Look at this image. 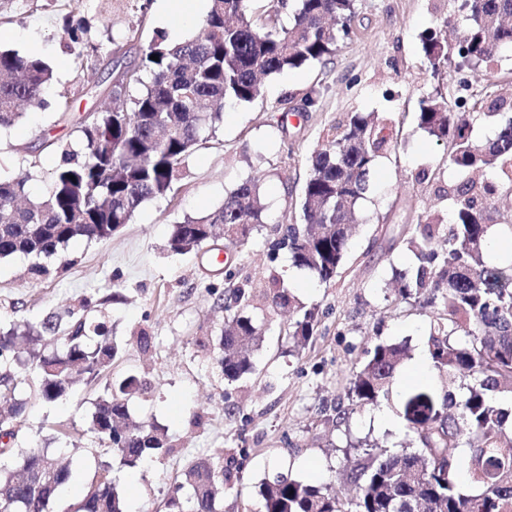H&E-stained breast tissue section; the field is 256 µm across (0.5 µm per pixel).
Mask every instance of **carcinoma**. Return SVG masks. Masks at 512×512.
<instances>
[{
	"label": "carcinoma",
	"mask_w": 512,
	"mask_h": 512,
	"mask_svg": "<svg viewBox=\"0 0 512 512\" xmlns=\"http://www.w3.org/2000/svg\"><path fill=\"white\" fill-rule=\"evenodd\" d=\"M249 2L210 0L200 34L184 43L154 36L140 50L130 76L116 83L110 105L80 118L79 139L62 149L45 195L28 196L31 170L39 165L35 158L25 172L0 178V260L48 258L77 239L111 238L112 228L130 223L143 203L173 191L189 157L222 120L225 104L259 98L265 76L326 61L352 33L353 0H297L287 29L255 23ZM454 2L463 34L450 42L447 31L429 30L423 53L435 74L456 64L464 84L467 71L512 48V0ZM87 32L81 19L64 29L75 48L86 47ZM53 79L44 60L0 49V128L19 122L25 107L47 106ZM457 107L442 95L420 101L418 127L448 144L457 180L448 183V216L434 213L409 225L405 243L416 262L398 290L400 300L431 307L442 302L428 339L438 383L391 394L406 349L378 343L352 373L348 405L337 412L343 420L391 399L415 447L396 453L362 449L351 464L336 470V477L354 489L345 500L328 481L312 484L280 473L262 484L261 512H512V454L502 452L512 448V406L505 405L512 400V263L487 262L491 235L512 249V224L491 223L498 200L512 193V119L480 145L469 136L470 123L456 119ZM502 107L512 110V98L474 95L468 117L483 120ZM390 124L385 115L352 112L336 122L312 158L301 193L303 223L287 225L282 241L293 263L322 284L330 283L343 263ZM263 212L257 185L245 182L211 213L173 225L169 248L179 254L198 251L216 234L242 241L263 223ZM253 300L252 289L241 287L224 298V310L237 311L220 334L219 364L229 383L254 370L243 351L257 343L260 326L238 315ZM272 301L293 310L288 336L305 346L318 324L317 307L296 301L285 289L274 291ZM92 312V302L85 300L65 317L53 312L38 323L0 329V399L8 404L0 434L9 437L0 443V512H57L71 476L65 451L24 448L4 421L25 411L23 388L55 402L78 379H96L122 357L121 345ZM59 329L64 333L60 346L44 352L42 341ZM145 390L133 374L112 381L91 416L99 444L128 468L173 451L162 425L130 418L128 402ZM462 447L470 448L465 469L471 492L459 481ZM233 467L235 460L224 459L222 452L186 461L168 488L167 512H218V488L231 484ZM99 469L77 512H128L110 478L112 464Z\"/></svg>",
	"instance_id": "1"
}]
</instances>
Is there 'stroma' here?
I'll return each mask as SVG.
<instances>
[{
  "instance_id": "35a3bbf8",
  "label": "stroma",
  "mask_w": 512,
  "mask_h": 512,
  "mask_svg": "<svg viewBox=\"0 0 512 512\" xmlns=\"http://www.w3.org/2000/svg\"><path fill=\"white\" fill-rule=\"evenodd\" d=\"M355 7L352 34L331 60L269 76L258 99L226 105L173 191L143 204L111 239L71 242L60 253L70 265L59 274L33 275L31 258L22 255L0 261V326L37 322L50 311L91 300L124 348L111 376L132 373L147 383V394L130 400V414L164 426L175 451L139 468L113 465L112 479L129 512H165L167 487L184 461L219 450L248 451L231 489L219 498L221 512H260V486L277 470L291 468L294 478L310 483L333 479L336 494L345 498L349 485L333 475L355 458L356 447L399 451L411 445L400 421L379 420L375 409L336 424L327 410L345 403L352 371L382 342L405 345L409 352L393 391L436 380L433 371L419 372L415 360L434 310L397 300L393 289L414 263L403 242L408 224L443 208L439 196L456 178L445 145L416 120L422 98L439 93L452 100L460 94L454 69L432 73L422 52L426 30L451 8L448 0H356ZM69 14L88 22L91 49L68 47L61 27ZM205 14L201 8L176 22L166 0H0V47L26 54L38 46L57 77L48 93L51 107L29 110L0 133V175L17 174L27 159L38 158L30 192L40 196L63 145L79 137L75 120L110 102L118 72L137 62L156 33L172 42L196 37ZM468 79L477 93L512 88V52L503 51ZM63 91L69 98L65 113L54 105ZM351 112L387 113L395 123L391 148L371 173L360 205L364 222L339 273L325 285L274 243L282 225L300 223L312 157L329 127ZM423 169L429 178L421 183L416 175ZM247 180L259 186L265 222L248 240L227 244L230 265L217 263L211 250L170 251L174 224L218 208ZM274 282L319 311L305 347H295L282 332L287 309L261 296ZM238 286L258 291L246 314L263 335L250 354L255 373L230 384L218 364L225 312L215 300ZM115 291L121 300L109 302ZM143 336L149 339L145 348ZM202 337L208 340L203 348L197 344ZM105 385L102 377L79 384L52 404L28 397L13 425L23 446L55 438L66 448L72 478L60 512H74L73 500L82 499L98 469L90 417Z\"/></svg>"
}]
</instances>
